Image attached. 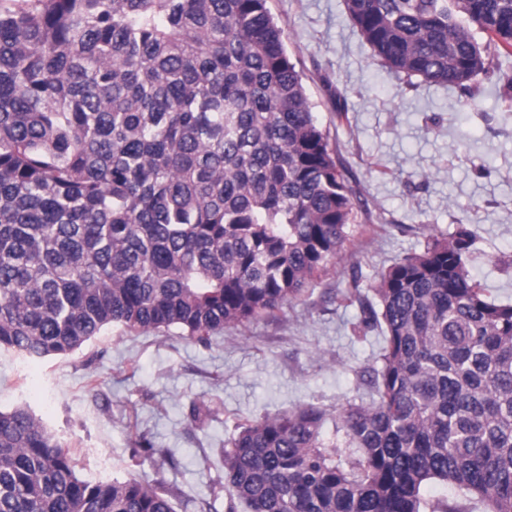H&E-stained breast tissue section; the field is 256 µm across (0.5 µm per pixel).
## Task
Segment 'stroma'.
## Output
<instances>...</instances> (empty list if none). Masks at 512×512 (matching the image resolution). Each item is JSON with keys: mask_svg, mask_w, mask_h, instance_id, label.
I'll list each match as a JSON object with an SVG mask.
<instances>
[{"mask_svg": "<svg viewBox=\"0 0 512 512\" xmlns=\"http://www.w3.org/2000/svg\"><path fill=\"white\" fill-rule=\"evenodd\" d=\"M288 34L312 110L356 193L353 256L273 316L200 343L176 329H112L64 358L0 353V408L29 405L67 444L89 481L144 480L175 512H226L222 457L236 423L303 405L323 409L322 436L348 450L332 421L366 399L380 330L360 334L341 302L432 235L465 225L471 276L512 303V56L470 90L428 85L377 62L344 0H269ZM201 415H194V408ZM152 445L151 452L140 441Z\"/></svg>", "mask_w": 512, "mask_h": 512, "instance_id": "35a3bbf8", "label": "stroma"}]
</instances>
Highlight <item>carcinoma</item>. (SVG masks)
<instances>
[{
  "instance_id": "obj_1",
  "label": "carcinoma",
  "mask_w": 512,
  "mask_h": 512,
  "mask_svg": "<svg viewBox=\"0 0 512 512\" xmlns=\"http://www.w3.org/2000/svg\"><path fill=\"white\" fill-rule=\"evenodd\" d=\"M0 0V351L67 357L114 327L198 341L274 315L348 257L354 190L269 0ZM389 70L469 87L512 54V0H344ZM487 35L480 43L462 23ZM430 237L361 292L371 399L246 420L228 512H422L452 485L512 512V303ZM0 512H173L91 482L26 404L0 410Z\"/></svg>"
}]
</instances>
